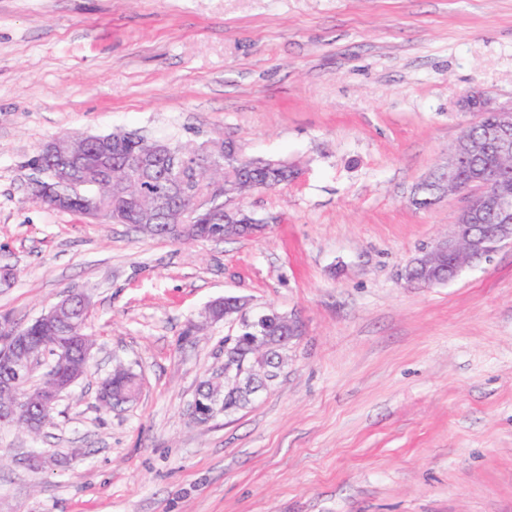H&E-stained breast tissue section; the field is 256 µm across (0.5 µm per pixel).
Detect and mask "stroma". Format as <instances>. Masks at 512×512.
Wrapping results in <instances>:
<instances>
[{
  "label": "stroma",
  "instance_id": "stroma-1",
  "mask_svg": "<svg viewBox=\"0 0 512 512\" xmlns=\"http://www.w3.org/2000/svg\"><path fill=\"white\" fill-rule=\"evenodd\" d=\"M512 107V0H0V315L92 300L90 372L33 435L0 425V512H512V247L408 283L457 196L411 206L473 119ZM237 141L296 182L245 199L256 237L183 243L47 207L52 137ZM224 295L287 313L277 380L195 423ZM141 391L100 406L116 365ZM61 453L31 469L33 455Z\"/></svg>",
  "mask_w": 512,
  "mask_h": 512
}]
</instances>
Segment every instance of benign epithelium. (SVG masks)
I'll use <instances>...</instances> for the list:
<instances>
[{"label": "benign epithelium", "instance_id": "obj_1", "mask_svg": "<svg viewBox=\"0 0 512 512\" xmlns=\"http://www.w3.org/2000/svg\"><path fill=\"white\" fill-rule=\"evenodd\" d=\"M462 106L477 113V118L468 126L479 127V134L462 131L448 155V163L422 182L432 192V203L449 194H457L462 204L451 233L422 250L405 269L404 278L421 287L442 282L445 265L448 266V279L452 280L466 266L487 257L494 249L505 244L512 246V192L507 188L509 169L501 168L490 175L476 171L468 179L461 176L463 161L475 156L493 155L512 162V108L496 106L479 92L465 95ZM486 112L493 116L490 125L482 121ZM86 145L96 158L92 168L87 167L82 156L72 152L68 135L56 136L44 144L36 155V162L29 165L35 193L41 195L44 192L35 173L47 164L65 179L92 177L102 180L112 169L111 146L89 136L86 137ZM225 148L241 157L245 168L258 162L256 158L244 156L241 146L234 141H206L194 146L195 153L206 158L222 154ZM122 165L153 180L162 171L179 174L169 183L168 190L156 191L149 196L135 194L125 184L112 186L115 195L126 201L131 199L138 206L143 224H154L161 218L169 224L184 223L180 204L195 200L206 186V170L195 169L190 178L181 175L183 153L168 149L161 141L150 153H139L122 161ZM488 213L496 215L497 223L490 226L482 224ZM243 215L242 201L225 200L224 223L227 226L240 225ZM89 309L88 296L71 291L35 322L42 332L48 334H55L62 327L76 331L82 322L75 319V313H86ZM205 315L212 322L232 317L239 322L240 331L235 336L224 337V388L211 389L208 402L197 399L192 405V417L202 424L209 422L217 412L224 411L218 407L223 396H251L267 387L277 377L275 368L283 365L282 351L298 333L296 322L288 315L275 310H255L248 300L241 297L217 299L206 307ZM40 347L39 337L31 335L27 329L14 328L0 334V363L5 365L4 372L0 373V397L12 399V404L0 405L1 425H17L31 433L38 432L42 428L40 411L53 407L61 393L82 377L92 359V347L82 343V358L71 366L69 373L47 377L40 389L34 392L26 388V384Z\"/></svg>", "mask_w": 512, "mask_h": 512}]
</instances>
